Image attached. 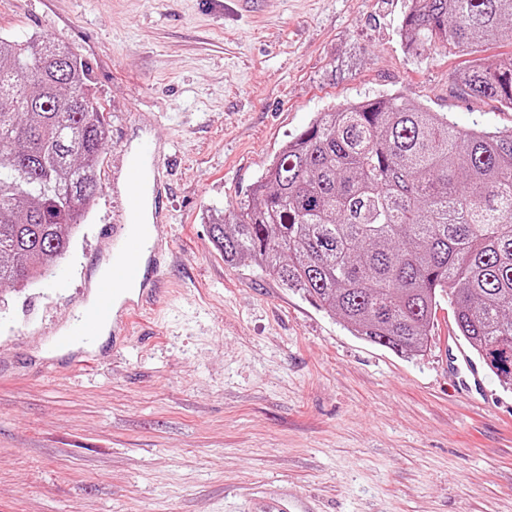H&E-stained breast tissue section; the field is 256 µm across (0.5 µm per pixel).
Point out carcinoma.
Listing matches in <instances>:
<instances>
[{
  "label": "carcinoma",
  "mask_w": 512,
  "mask_h": 512,
  "mask_svg": "<svg viewBox=\"0 0 512 512\" xmlns=\"http://www.w3.org/2000/svg\"><path fill=\"white\" fill-rule=\"evenodd\" d=\"M506 21L512 0H410L402 36L474 54ZM85 72L65 45L0 37L1 288L45 274L95 204L109 116ZM455 82L512 110V57ZM210 236L395 353L428 347L446 295L458 336L512 386V129H458L395 95L321 112Z\"/></svg>",
  "instance_id": "cac0c4a2"
}]
</instances>
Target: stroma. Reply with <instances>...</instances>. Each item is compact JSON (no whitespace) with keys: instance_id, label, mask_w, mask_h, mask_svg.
<instances>
[{"instance_id":"obj_1","label":"stroma","mask_w":512,"mask_h":512,"mask_svg":"<svg viewBox=\"0 0 512 512\" xmlns=\"http://www.w3.org/2000/svg\"><path fill=\"white\" fill-rule=\"evenodd\" d=\"M407 0H0V36L71 47L110 116L100 189L50 275L0 289V512H512V388L474 404L448 383L441 302L417 355L253 267L213 220L244 200L320 112L396 94L463 129L512 127L468 101L470 58L408 52ZM165 153L178 258L121 349L48 356L112 256V188L141 139Z\"/></svg>"}]
</instances>
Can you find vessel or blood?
<instances>
[{
  "instance_id": "1",
  "label": "vessel or blood",
  "mask_w": 512,
  "mask_h": 512,
  "mask_svg": "<svg viewBox=\"0 0 512 512\" xmlns=\"http://www.w3.org/2000/svg\"><path fill=\"white\" fill-rule=\"evenodd\" d=\"M163 167L162 157L152 142H144L139 153L131 155L125 207L107 231L120 246L112 259V274L109 279L97 281L89 297L82 299L75 326L55 337V349L92 339L106 323L111 324L114 334H126L134 316L152 304L155 282L146 277L143 267L148 264L153 271H161V258L171 255L172 248L170 244L141 236L140 224L146 209L150 210L153 223L164 222L168 217L161 193ZM448 354L456 387L463 391L480 388L483 369L456 336L448 338Z\"/></svg>"
}]
</instances>
